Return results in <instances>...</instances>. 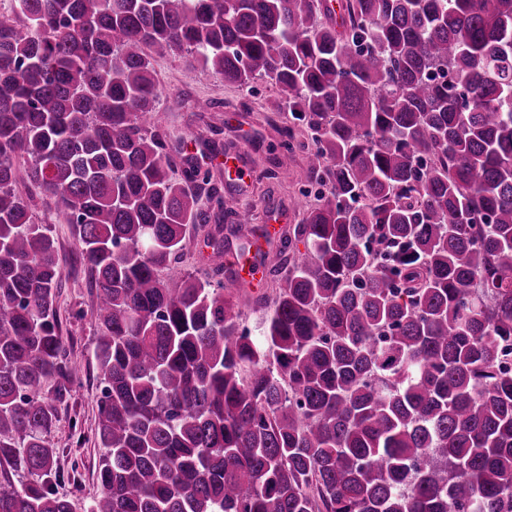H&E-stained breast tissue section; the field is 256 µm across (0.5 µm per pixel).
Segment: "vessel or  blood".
I'll list each match as a JSON object with an SVG mask.
<instances>
[{
  "label": "vessel or blood",
  "mask_w": 512,
  "mask_h": 512,
  "mask_svg": "<svg viewBox=\"0 0 512 512\" xmlns=\"http://www.w3.org/2000/svg\"><path fill=\"white\" fill-rule=\"evenodd\" d=\"M224 191L229 195L244 194L250 187L251 169L244 150L234 149L224 154ZM292 207H275L268 211L262 236L255 238L246 249H228L224 252V263L232 271L230 287L257 291L265 278L264 247L275 240L278 225L288 223Z\"/></svg>",
  "instance_id": "1"
}]
</instances>
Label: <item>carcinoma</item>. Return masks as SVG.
Returning a JSON list of instances; mask_svg holds the SVG:
<instances>
[{"instance_id": "obj_1", "label": "carcinoma", "mask_w": 512, "mask_h": 512, "mask_svg": "<svg viewBox=\"0 0 512 512\" xmlns=\"http://www.w3.org/2000/svg\"><path fill=\"white\" fill-rule=\"evenodd\" d=\"M17 0L0 17V512H73L55 241L96 291L87 512H512V0ZM269 79L301 222L273 295L165 278L224 188L174 176L153 59ZM304 249H299V246ZM260 315L257 329L248 326Z\"/></svg>"}]
</instances>
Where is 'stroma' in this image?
Returning a JSON list of instances; mask_svg holds the SVG:
<instances>
[{"instance_id": "35a3bbf8", "label": "stroma", "mask_w": 512, "mask_h": 512, "mask_svg": "<svg viewBox=\"0 0 512 512\" xmlns=\"http://www.w3.org/2000/svg\"><path fill=\"white\" fill-rule=\"evenodd\" d=\"M154 66L160 91L157 123L167 133V151L176 162L196 164L220 181L224 167L216 159L230 146L247 148L252 170L267 166V148L278 139L263 108L273 96L268 82L256 81L248 90L230 88L220 76L186 69L173 56L157 58ZM304 181L298 159L291 162L287 180H253L249 191L235 200L238 222L265 224L268 208L293 202ZM31 208L37 223L49 225L56 242L62 270L57 309L70 359L78 366L70 383L72 398L61 408L50 436L53 447L60 450L58 465L63 473L57 492L72 502L74 512H83L100 490L98 465L104 453L97 436L101 387L92 358L98 336L96 292L75 262L78 245L64 216L53 202L38 196Z\"/></svg>"}]
</instances>
